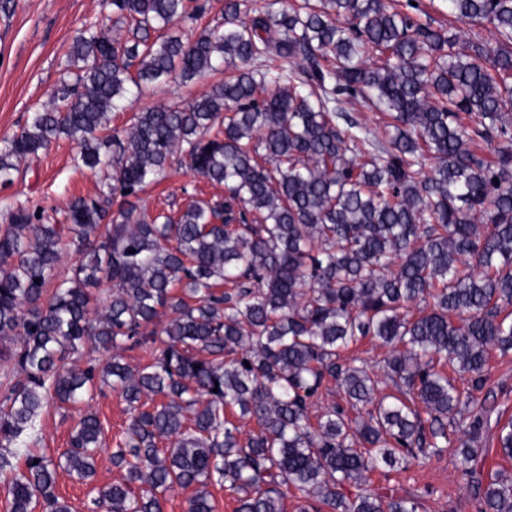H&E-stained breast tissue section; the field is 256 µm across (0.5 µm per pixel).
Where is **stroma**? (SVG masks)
<instances>
[{"label":"stroma","mask_w":512,"mask_h":512,"mask_svg":"<svg viewBox=\"0 0 512 512\" xmlns=\"http://www.w3.org/2000/svg\"><path fill=\"white\" fill-rule=\"evenodd\" d=\"M103 10L102 0H0V138L20 131L28 114L50 101L67 67V51L76 30ZM227 75L223 69L187 83L148 87L131 101L127 111L113 113L110 125L120 129L127 126L131 113L160 104L191 101ZM75 155L74 143L62 137L38 157L21 164L13 185L0 188V224L5 223L8 208L19 201H32L49 216L56 217L70 198L97 196L101 190L98 177L77 166ZM223 192V186L173 170L159 185L141 193L140 203L156 211L173 201L186 202L191 193L207 199ZM478 397L485 400L493 414L512 419V352L491 355ZM92 408L105 428L92 482L83 483L63 469L57 474L56 490L70 503L73 512H88L90 486H103L121 476L112 464V450L128 424L126 404L119 392L111 390L105 397L95 399ZM78 417L75 409H44L37 420L42 448L55 456L64 451ZM471 482L458 471L451 448L432 457L424 466L383 469L372 476L377 488H390L400 495L425 493L429 512H479L480 501Z\"/></svg>","instance_id":"35a3bbf8"}]
</instances>
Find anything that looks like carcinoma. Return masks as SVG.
Segmentation results:
<instances>
[{
    "label": "carcinoma",
    "mask_w": 512,
    "mask_h": 512,
    "mask_svg": "<svg viewBox=\"0 0 512 512\" xmlns=\"http://www.w3.org/2000/svg\"><path fill=\"white\" fill-rule=\"evenodd\" d=\"M460 35L394 0H225L224 22L182 29L186 0H108L72 40L52 103L0 139V186L65 136L103 174L63 221L22 202L0 225V476L11 512H72L57 470L95 475L105 429L83 412L68 447L36 450L42 409L121 393L129 423L94 487L103 512H425L381 492L383 468L422 466L466 422L457 450L472 478L484 436L512 461V421L491 431L489 356L512 350V0H442ZM233 75L188 104L109 114L149 83ZM361 98L380 132L345 112ZM177 165L224 194L152 213L131 201ZM77 256L55 281L62 252ZM112 285L102 311L90 289ZM394 394L342 351L365 338ZM151 361L133 367L124 352ZM470 376L459 390L450 373ZM334 380L364 411L318 405ZM152 400L147 404L143 398ZM255 423L243 436L229 418ZM482 512H512V475L476 483Z\"/></svg>",
    "instance_id": "carcinoma-1"
}]
</instances>
